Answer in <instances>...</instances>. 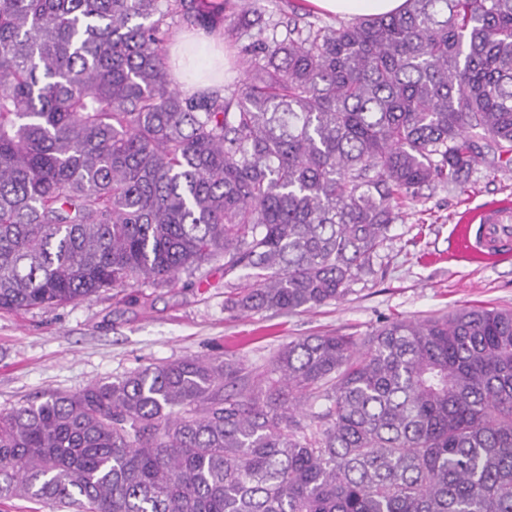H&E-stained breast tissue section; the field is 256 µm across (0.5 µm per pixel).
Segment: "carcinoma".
<instances>
[{
  "instance_id": "cac0c4a2",
  "label": "carcinoma",
  "mask_w": 512,
  "mask_h": 512,
  "mask_svg": "<svg viewBox=\"0 0 512 512\" xmlns=\"http://www.w3.org/2000/svg\"><path fill=\"white\" fill-rule=\"evenodd\" d=\"M244 81L187 96L206 0H0V311L224 260V310L338 301L402 202L512 162V0L335 26L222 0ZM324 400L306 421L300 410ZM49 512H512V310L177 359L0 412V498Z\"/></svg>"
}]
</instances>
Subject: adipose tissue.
I'll return each mask as SVG.
<instances>
[{
    "label": "adipose tissue",
    "instance_id": "ef3b65f1",
    "mask_svg": "<svg viewBox=\"0 0 512 512\" xmlns=\"http://www.w3.org/2000/svg\"><path fill=\"white\" fill-rule=\"evenodd\" d=\"M406 0H314L320 9L343 19L358 16L386 15L398 12ZM222 27L202 30L194 35L175 39L170 62L181 90L193 94L196 90L219 85L224 79Z\"/></svg>",
    "mask_w": 512,
    "mask_h": 512
}]
</instances>
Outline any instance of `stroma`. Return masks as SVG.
I'll list each match as a JSON object with an SVG mask.
<instances>
[{
	"mask_svg": "<svg viewBox=\"0 0 512 512\" xmlns=\"http://www.w3.org/2000/svg\"><path fill=\"white\" fill-rule=\"evenodd\" d=\"M483 151L464 187L437 183L405 201L371 273L319 308L231 315L224 264L215 261L181 274L174 288L146 285L116 297L107 291L48 309L0 311V411L176 359L231 356L262 372L299 336H364L389 319L465 305L512 309V261L471 264L454 255L462 212L512 204V164L491 146Z\"/></svg>",
	"mask_w": 512,
	"mask_h": 512,
	"instance_id": "1",
	"label": "stroma"
}]
</instances>
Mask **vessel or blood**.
<instances>
[{"label":"vessel or blood","mask_w":512,"mask_h":512,"mask_svg":"<svg viewBox=\"0 0 512 512\" xmlns=\"http://www.w3.org/2000/svg\"><path fill=\"white\" fill-rule=\"evenodd\" d=\"M455 243L457 257L471 263L506 256L512 248V208L495 206L461 216Z\"/></svg>","instance_id":"b4317fda"}]
</instances>
